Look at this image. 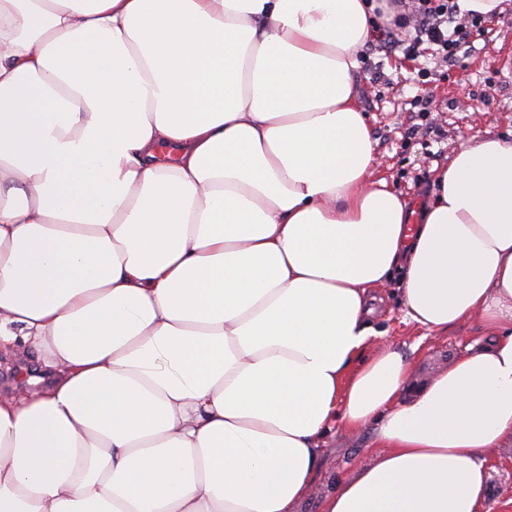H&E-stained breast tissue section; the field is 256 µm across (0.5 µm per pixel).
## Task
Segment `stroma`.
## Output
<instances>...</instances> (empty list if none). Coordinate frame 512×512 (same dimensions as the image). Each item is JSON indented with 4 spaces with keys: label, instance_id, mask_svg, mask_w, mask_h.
<instances>
[{
    "label": "stroma",
    "instance_id": "stroma-1",
    "mask_svg": "<svg viewBox=\"0 0 512 512\" xmlns=\"http://www.w3.org/2000/svg\"><path fill=\"white\" fill-rule=\"evenodd\" d=\"M510 59L511 5L488 20L483 34L470 35L452 65L429 50L415 61L399 52L360 54L357 93L377 143V174L414 208L427 203L435 167L447 164L461 144L486 135L512 137ZM374 294L372 326L408 357L413 382L448 367L481 337L476 321L436 335L405 322L396 281ZM374 452L371 429L352 433L336 425L323 448L319 494L299 504L298 512H319L321 495L338 488ZM488 465L496 512H512V447L498 449Z\"/></svg>",
    "mask_w": 512,
    "mask_h": 512
}]
</instances>
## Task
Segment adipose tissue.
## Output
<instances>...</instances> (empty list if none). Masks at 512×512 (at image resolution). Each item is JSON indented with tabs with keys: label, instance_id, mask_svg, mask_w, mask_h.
Masks as SVG:
<instances>
[{
	"label": "adipose tissue",
	"instance_id": "1",
	"mask_svg": "<svg viewBox=\"0 0 512 512\" xmlns=\"http://www.w3.org/2000/svg\"><path fill=\"white\" fill-rule=\"evenodd\" d=\"M366 0H0V512H295L335 423L378 451L320 512H493L512 444V140L412 224L356 90ZM489 340L405 397L371 291ZM491 479L489 481V497L496 512H512V446L500 448L489 456Z\"/></svg>",
	"mask_w": 512,
	"mask_h": 512
}]
</instances>
